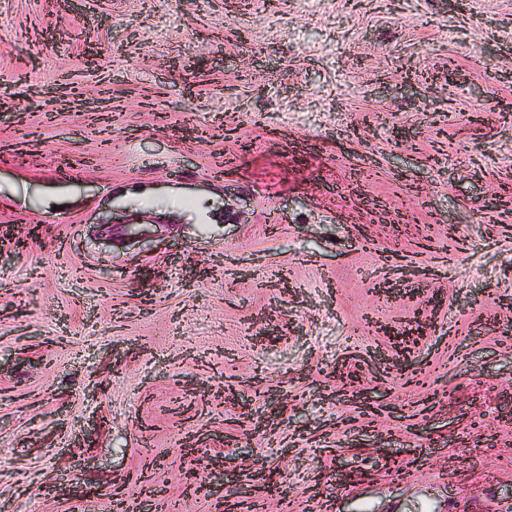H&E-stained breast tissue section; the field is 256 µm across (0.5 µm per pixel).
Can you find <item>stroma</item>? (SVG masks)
Masks as SVG:
<instances>
[{"mask_svg": "<svg viewBox=\"0 0 512 512\" xmlns=\"http://www.w3.org/2000/svg\"><path fill=\"white\" fill-rule=\"evenodd\" d=\"M116 492L512 512V0H0V512Z\"/></svg>", "mask_w": 512, "mask_h": 512, "instance_id": "1", "label": "stroma"}]
</instances>
